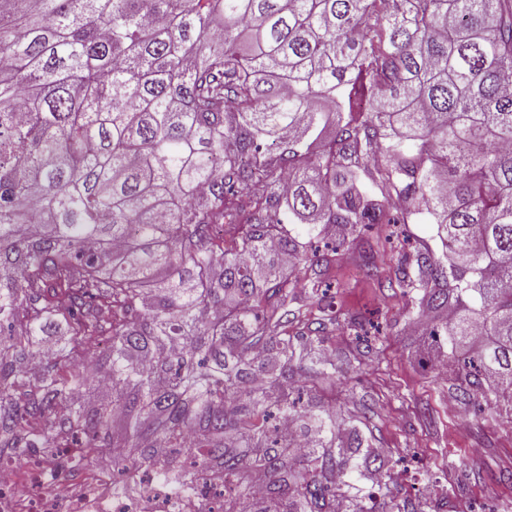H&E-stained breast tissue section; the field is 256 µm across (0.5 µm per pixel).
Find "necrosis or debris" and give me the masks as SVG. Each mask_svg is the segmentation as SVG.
<instances>
[{
  "mask_svg": "<svg viewBox=\"0 0 512 512\" xmlns=\"http://www.w3.org/2000/svg\"><path fill=\"white\" fill-rule=\"evenodd\" d=\"M58 450L43 448L19 462L0 460V512H193L194 503L209 501L222 512L233 496L232 483L203 481L191 496V505L177 509L167 483L150 477L144 492L131 496L116 492L111 473L81 470L61 474L52 461Z\"/></svg>",
  "mask_w": 512,
  "mask_h": 512,
  "instance_id": "1",
  "label": "necrosis or debris"
}]
</instances>
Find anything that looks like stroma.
I'll return each mask as SVG.
<instances>
[{
  "mask_svg": "<svg viewBox=\"0 0 512 512\" xmlns=\"http://www.w3.org/2000/svg\"><path fill=\"white\" fill-rule=\"evenodd\" d=\"M398 237L441 249L427 221L362 227L329 253L320 288L308 287L307 265L298 267L302 285L292 289L288 306L311 319L319 300L331 303L336 317L325 335L336 361V406L345 414L365 412L359 429L372 438L376 459L391 476L394 502L409 512H512V404L460 416L448 404L453 380L419 367L418 309L411 296L386 283L399 264L392 247ZM368 253L379 268L373 278L363 271ZM352 315L378 338L369 355H359L350 341Z\"/></svg>",
  "mask_w": 512,
  "mask_h": 512,
  "instance_id": "stroma-1",
  "label": "stroma"
}]
</instances>
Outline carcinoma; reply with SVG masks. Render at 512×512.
Wrapping results in <instances>:
<instances>
[{
  "instance_id": "carcinoma-1",
  "label": "carcinoma",
  "mask_w": 512,
  "mask_h": 512,
  "mask_svg": "<svg viewBox=\"0 0 512 512\" xmlns=\"http://www.w3.org/2000/svg\"><path fill=\"white\" fill-rule=\"evenodd\" d=\"M372 166L379 193L356 171ZM288 211L309 223L290 231ZM429 218L414 294L457 399L512 401V0H0V437L105 445L121 493L229 479L223 512H372L361 415L294 322L298 237ZM48 323L69 341L27 369ZM108 345L112 398L79 367ZM268 353L256 360V345ZM152 355L149 369L141 359ZM286 417L281 430L270 419ZM308 441L297 457L296 437ZM355 451L344 450L343 437ZM265 472L274 500L252 493Z\"/></svg>"
}]
</instances>
